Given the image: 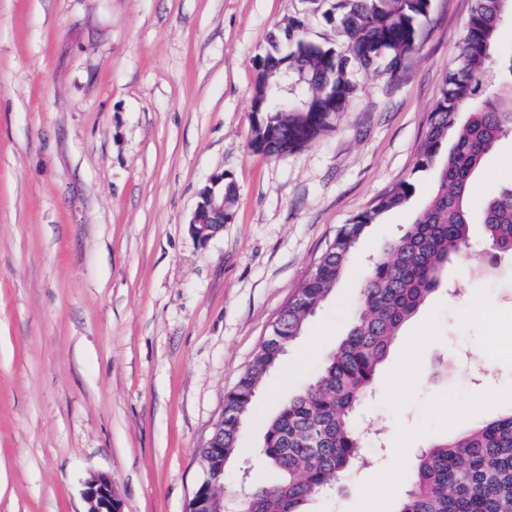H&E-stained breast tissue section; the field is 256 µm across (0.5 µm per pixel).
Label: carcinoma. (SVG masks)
Masks as SVG:
<instances>
[{"label":"carcinoma","mask_w":512,"mask_h":512,"mask_svg":"<svg viewBox=\"0 0 512 512\" xmlns=\"http://www.w3.org/2000/svg\"><path fill=\"white\" fill-rule=\"evenodd\" d=\"M322 12L336 40L307 37L306 22L288 18L281 36H272L255 65L253 98L267 104L253 119L251 144L272 136L288 138L296 152L331 128L358 94L355 67L385 64L396 73L416 50L420 25L431 0H304ZM512 0H479L471 11L457 67L443 79L429 117L415 171L435 174L429 201L413 223L387 241L369 266L357 296L356 314L345 339L312 379L289 395L268 422L252 453L276 479L248 487L242 498L226 490L216 512H307L313 498L340 487L364 464L365 437L355 424L359 407L372 392L379 367L404 324L443 284L452 263L469 261L472 228H481L488 266L512 259V185L491 193L482 208L468 205L472 180L500 139L512 133V86L495 98L485 95L489 68L512 73V53L495 58L492 46ZM468 107V120L456 115ZM416 190L405 179L383 194L368 211L341 226L285 309L270 338L260 345L224 405L246 420L257 393L301 336L306 320L326 300L351 259L364 230L389 211L408 204ZM239 427L224 426V463L237 453ZM395 512H512V410L430 443L420 450L411 485Z\"/></svg>","instance_id":"1"}]
</instances>
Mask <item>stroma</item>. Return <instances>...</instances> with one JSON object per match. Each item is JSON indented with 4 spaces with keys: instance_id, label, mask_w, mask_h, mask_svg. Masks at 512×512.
Masks as SVG:
<instances>
[{
    "instance_id": "35a3bbf8",
    "label": "stroma",
    "mask_w": 512,
    "mask_h": 512,
    "mask_svg": "<svg viewBox=\"0 0 512 512\" xmlns=\"http://www.w3.org/2000/svg\"><path fill=\"white\" fill-rule=\"evenodd\" d=\"M471 0H432L399 75L361 90L329 131L270 157L250 146L254 59L302 0H0V512H87L111 474L124 512H186L198 452L339 226L416 164ZM236 186L233 219L192 233L198 193ZM512 183V136L470 194ZM433 190L359 239L334 292L289 347L238 434L241 474H270L264 425L346 333L365 260ZM484 246L452 264L403 327L363 407L366 464L310 512H394L430 442L512 409V263ZM488 316L473 317L477 302Z\"/></svg>"
}]
</instances>
